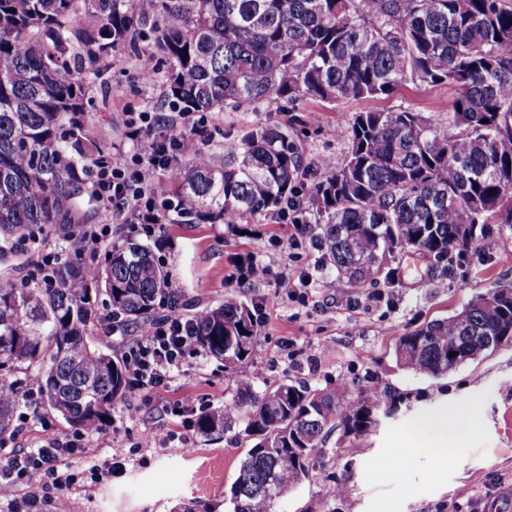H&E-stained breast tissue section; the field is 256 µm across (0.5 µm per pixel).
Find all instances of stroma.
<instances>
[{
	"label": "stroma",
	"mask_w": 512,
	"mask_h": 512,
	"mask_svg": "<svg viewBox=\"0 0 512 512\" xmlns=\"http://www.w3.org/2000/svg\"><path fill=\"white\" fill-rule=\"evenodd\" d=\"M159 17L129 34L101 65L87 90L86 121L107 147L126 155L142 153L144 143L121 136L124 113L154 112L175 118L179 130L201 129L199 146L215 161L224 143L260 125L287 127L310 165V179L325 171V161L341 162L354 112L413 108L443 121L455 87L407 84L387 99L323 105L308 100L289 111L285 101L256 111L174 115L166 101L165 72L141 79L139 53L154 46ZM320 123H312V114ZM293 228L271 217L251 224H165L155 231L128 227V236L155 244V253L173 275L180 305L202 309L231 298L263 304L265 323L252 358L243 365L256 386L282 380L313 389L348 387L352 394L383 385L378 424L354 438L334 431L319 447L309 480L283 493L274 512H512V342L449 371L439 379L401 369L394 357L396 338L424 322L448 316L475 296L512 290V227H503L497 252L479 246L454 256L448 272L432 270L421 255L401 252L392 260L396 282L355 286L336 277L320 250L315 230L294 241ZM310 273L305 299L287 298L276 283L281 272ZM96 318L88 334L113 359L123 360L137 327L122 322L106 336L101 320L112 308L106 295L94 300ZM321 360L313 368L312 360ZM193 396L198 412L224 408L234 392L223 361L204 350L186 354L167 392L128 415L116 404L111 422L88 438L69 461L75 476L71 497L80 512H183L193 503L209 512H230L224 497L242 454L250 446L241 429L207 436L172 410ZM28 418L0 440V459L22 448L77 434L42 399L26 407ZM469 415L471 428L442 442L439 420L449 413ZM156 437L144 445L146 434ZM455 456L440 468V446Z\"/></svg>",
	"instance_id": "stroma-1"
}]
</instances>
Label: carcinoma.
<instances>
[{
    "label": "carcinoma",
    "mask_w": 512,
    "mask_h": 512,
    "mask_svg": "<svg viewBox=\"0 0 512 512\" xmlns=\"http://www.w3.org/2000/svg\"><path fill=\"white\" fill-rule=\"evenodd\" d=\"M164 14L155 45L169 62L168 97L188 112L256 109L273 100L389 98L406 82L457 87L436 123L408 107L355 113L347 151L311 187L322 258L354 285L393 283L379 255L416 249L439 259L512 226V0H154ZM145 17L139 0H0V262L59 224L73 242L84 175L108 160L85 120L86 77ZM163 203L172 224H247L278 212L308 174L288 129L259 126L224 142V164L183 155ZM137 323L175 296L170 272L134 237L103 263L69 261L43 285L0 282V392L39 364L44 403L71 425L101 427L126 399L123 366L87 338L90 290ZM195 341L224 362L232 415L207 412L206 435L243 426L253 437L228 497L233 512H272L309 478L317 448L336 427L362 436L378 421L377 388L281 381L259 390L239 367L252 355L253 309L227 300L194 321ZM496 336L488 346L483 337ZM512 341V290L479 295L454 314L399 336L397 364L439 378ZM18 407L0 396V436Z\"/></svg>",
    "instance_id": "obj_1"
}]
</instances>
